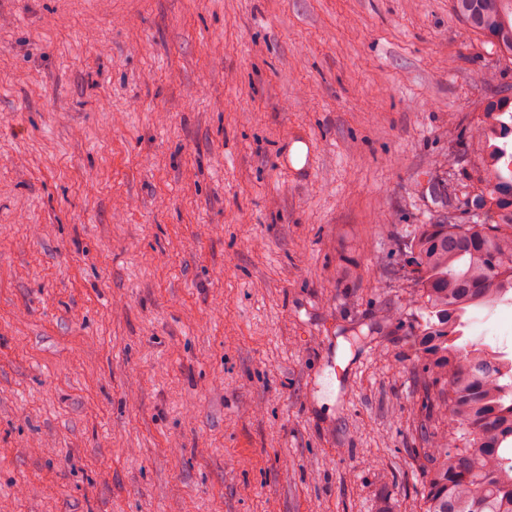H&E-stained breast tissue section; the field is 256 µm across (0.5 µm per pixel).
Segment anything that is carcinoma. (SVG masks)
<instances>
[{
	"label": "carcinoma",
	"instance_id": "cac0c4a2",
	"mask_svg": "<svg viewBox=\"0 0 512 512\" xmlns=\"http://www.w3.org/2000/svg\"><path fill=\"white\" fill-rule=\"evenodd\" d=\"M453 9L492 53L512 57V0H453ZM511 134L512 103L490 102L478 129L486 155L463 170L474 192L461 215L407 234L423 370L448 406V433L425 452L424 512H512V360L463 341L466 314L512 295V152L494 143Z\"/></svg>",
	"mask_w": 512,
	"mask_h": 512
}]
</instances>
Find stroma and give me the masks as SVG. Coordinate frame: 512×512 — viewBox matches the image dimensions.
Here are the masks:
<instances>
[{
    "instance_id": "stroma-1",
    "label": "stroma",
    "mask_w": 512,
    "mask_h": 512,
    "mask_svg": "<svg viewBox=\"0 0 512 512\" xmlns=\"http://www.w3.org/2000/svg\"><path fill=\"white\" fill-rule=\"evenodd\" d=\"M505 96L452 0H0V512H423L406 233Z\"/></svg>"
}]
</instances>
